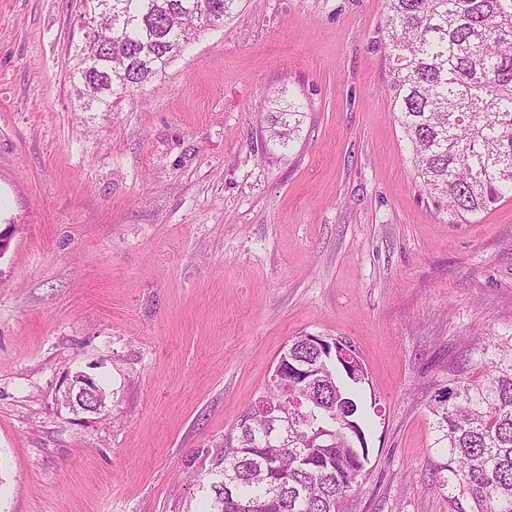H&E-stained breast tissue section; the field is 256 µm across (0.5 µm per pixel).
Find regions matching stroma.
<instances>
[{
  "instance_id": "stroma-1",
  "label": "stroma",
  "mask_w": 512,
  "mask_h": 512,
  "mask_svg": "<svg viewBox=\"0 0 512 512\" xmlns=\"http://www.w3.org/2000/svg\"><path fill=\"white\" fill-rule=\"evenodd\" d=\"M385 0H240L144 96L86 112L75 0H0V512H203L282 348L368 379L348 512H448L430 405L512 334V198L422 185ZM304 105L270 141L273 103ZM104 391L73 406L78 376Z\"/></svg>"
}]
</instances>
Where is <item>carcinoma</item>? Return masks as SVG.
Instances as JSON below:
<instances>
[{
    "mask_svg": "<svg viewBox=\"0 0 512 512\" xmlns=\"http://www.w3.org/2000/svg\"><path fill=\"white\" fill-rule=\"evenodd\" d=\"M240 0H79L69 79L84 108L111 112L147 90ZM389 95L423 185L463 216L512 195V0H386ZM303 105L276 102L270 138L289 146ZM483 376L460 374L434 398L451 512H512V335L479 349ZM288 386L270 382L224 438L209 512H346L368 448L343 379L365 381L355 348L301 335Z\"/></svg>",
    "mask_w": 512,
    "mask_h": 512,
    "instance_id": "cac0c4a2",
    "label": "carcinoma"
}]
</instances>
